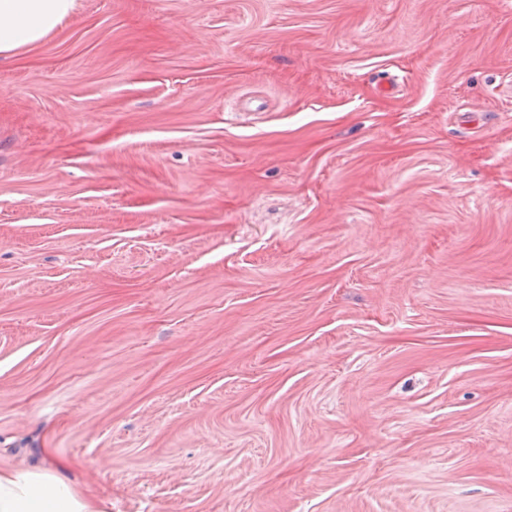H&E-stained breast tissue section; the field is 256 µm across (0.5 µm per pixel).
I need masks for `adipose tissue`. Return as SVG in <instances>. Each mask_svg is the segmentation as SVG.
I'll use <instances>...</instances> for the list:
<instances>
[{
    "mask_svg": "<svg viewBox=\"0 0 512 512\" xmlns=\"http://www.w3.org/2000/svg\"><path fill=\"white\" fill-rule=\"evenodd\" d=\"M77 0H0V58L32 49L64 25ZM0 512H104L63 470L0 468Z\"/></svg>",
    "mask_w": 512,
    "mask_h": 512,
    "instance_id": "adipose-tissue-1",
    "label": "adipose tissue"
}]
</instances>
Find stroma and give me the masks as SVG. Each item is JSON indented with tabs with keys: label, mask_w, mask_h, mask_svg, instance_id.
<instances>
[{
	"label": "stroma",
	"mask_w": 512,
	"mask_h": 512,
	"mask_svg": "<svg viewBox=\"0 0 512 512\" xmlns=\"http://www.w3.org/2000/svg\"><path fill=\"white\" fill-rule=\"evenodd\" d=\"M512 0H79L0 59V468L106 512H512Z\"/></svg>",
	"instance_id": "obj_1"
}]
</instances>
